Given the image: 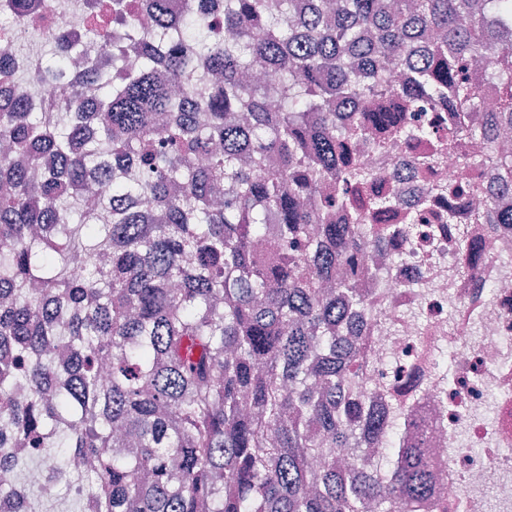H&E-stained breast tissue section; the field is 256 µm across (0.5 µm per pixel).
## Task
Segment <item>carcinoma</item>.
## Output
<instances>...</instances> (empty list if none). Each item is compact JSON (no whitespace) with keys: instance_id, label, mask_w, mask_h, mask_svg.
<instances>
[{"instance_id":"1","label":"carcinoma","mask_w":512,"mask_h":512,"mask_svg":"<svg viewBox=\"0 0 512 512\" xmlns=\"http://www.w3.org/2000/svg\"><path fill=\"white\" fill-rule=\"evenodd\" d=\"M31 2L0 11L19 22ZM143 2L157 44L132 25L139 66L88 69L97 112L0 98V466L20 484L60 449L28 512L61 482L80 490L71 512H428L426 436L392 439L382 477L322 453L386 435L344 385L364 357L351 340L368 308L359 255L393 229L367 223V177L342 149L368 119L433 137L367 111L384 79L357 72L399 64L391 93L407 109L448 101V143L477 175L468 189L512 187L511 157L468 150L512 126V56L495 51L512 38V0H482L465 25L468 0H224L222 43L168 0ZM54 44L30 79L63 89L76 48ZM477 54L487 66L473 72ZM202 66L224 77L198 101L203 124L171 92ZM254 66L287 91L279 111L245 85ZM488 83L502 106L476 124ZM240 109L246 124L231 119ZM95 180L111 186L110 224L81 203ZM270 230L277 247L262 253Z\"/></svg>"}]
</instances>
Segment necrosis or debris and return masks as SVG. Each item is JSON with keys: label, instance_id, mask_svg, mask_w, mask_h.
Returning <instances> with one entry per match:
<instances>
[{"label": "necrosis or debris", "instance_id": "obj_1", "mask_svg": "<svg viewBox=\"0 0 512 512\" xmlns=\"http://www.w3.org/2000/svg\"><path fill=\"white\" fill-rule=\"evenodd\" d=\"M39 13L50 40L82 34L96 21L113 43L126 36L127 22L113 16L108 0H46ZM27 34L0 24V45L13 50V73L0 75V90H16L14 72L38 58ZM419 119L443 139L438 153L364 133L349 143L356 166L373 175L371 193L397 201L377 223L398 230L363 250L378 271L365 283L372 309L360 324L371 353L349 384L389 425L426 431L440 479L430 512H512V224L474 221L492 206L512 210V188L452 205L439 198V187L468 184L471 174L446 143L447 105H427ZM466 237L481 253L471 267L461 261Z\"/></svg>", "mask_w": 512, "mask_h": 512}]
</instances>
